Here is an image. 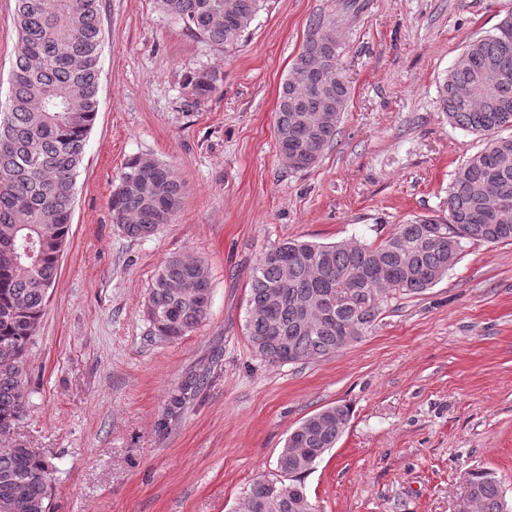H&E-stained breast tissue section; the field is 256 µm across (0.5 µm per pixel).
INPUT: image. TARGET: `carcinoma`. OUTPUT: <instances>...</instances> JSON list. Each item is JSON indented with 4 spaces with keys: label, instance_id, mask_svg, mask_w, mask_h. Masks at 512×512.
I'll list each match as a JSON object with an SVG mask.
<instances>
[{
    "label": "carcinoma",
    "instance_id": "obj_1",
    "mask_svg": "<svg viewBox=\"0 0 512 512\" xmlns=\"http://www.w3.org/2000/svg\"><path fill=\"white\" fill-rule=\"evenodd\" d=\"M167 16L224 49L239 44L266 0H156ZM100 0H17L19 32L9 108L0 112V346L14 360L0 364V496L15 512H50L51 460L9 442L26 407L28 352L54 287L67 242L75 185L87 135L98 112ZM336 18L311 20L302 51L284 81L275 112L279 152L307 169L334 141L350 97L336 80L342 48ZM466 62L440 87L448 120L485 137L448 185V213L416 216L377 246L287 240L264 251L252 269L245 330L258 356L289 364L334 355L363 336L389 297L422 293L448 274L471 242L512 243V16L492 34L471 39ZM219 74L187 78L184 108L197 109L217 89ZM468 97L457 95L460 87ZM185 185L173 168L131 156L112 192V222L132 238L153 234L179 210ZM330 316L310 320L304 307ZM211 273L199 257H169L150 288L146 313L154 335L178 339L206 319ZM204 379L190 377L171 395L165 417L176 416ZM351 411L326 407L302 420L278 456L277 474L244 491L240 512H310L304 479L344 433ZM481 512H506L500 481L471 473Z\"/></svg>",
    "mask_w": 512,
    "mask_h": 512
}]
</instances>
